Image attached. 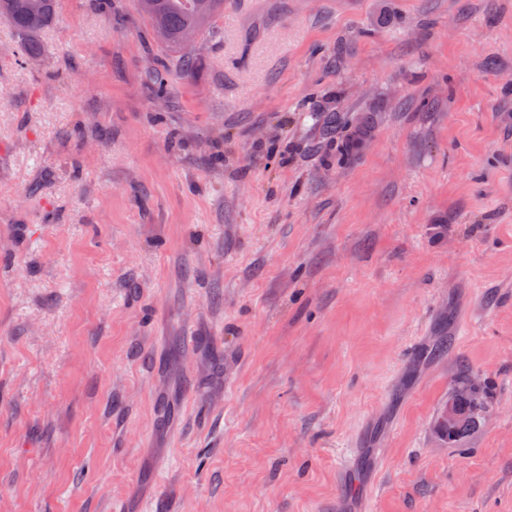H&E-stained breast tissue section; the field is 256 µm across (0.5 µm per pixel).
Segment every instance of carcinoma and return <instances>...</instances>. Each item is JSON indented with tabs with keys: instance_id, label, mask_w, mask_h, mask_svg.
I'll use <instances>...</instances> for the list:
<instances>
[{
	"instance_id": "carcinoma-1",
	"label": "carcinoma",
	"mask_w": 512,
	"mask_h": 512,
	"mask_svg": "<svg viewBox=\"0 0 512 512\" xmlns=\"http://www.w3.org/2000/svg\"><path fill=\"white\" fill-rule=\"evenodd\" d=\"M137 11L151 26L158 44L172 52L178 72L192 71L195 55L182 51V40L189 32L195 34L197 43L220 39L224 31L218 19L224 13V0H136ZM57 0H0V20L7 22L20 42V54L27 60L38 56L37 37L51 24L56 15ZM339 112H328L321 123L322 135L336 144V161L348 163L353 150L370 135L374 120L362 117L353 128ZM461 415L460 424L443 431L451 442L472 428L478 421L483 407L479 390L466 383H458L451 397Z\"/></svg>"
}]
</instances>
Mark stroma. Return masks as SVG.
<instances>
[{"label":"stroma","instance_id":"obj_1","mask_svg":"<svg viewBox=\"0 0 512 512\" xmlns=\"http://www.w3.org/2000/svg\"><path fill=\"white\" fill-rule=\"evenodd\" d=\"M221 25L158 98L134 0L0 23V512H512V0ZM56 8L57 0H0V20L17 35L25 60L38 56L37 37L54 21ZM348 121L341 112H327L321 123L322 135L330 142H336V161L348 163L353 159V150L370 135L374 120L372 116L362 117L355 125L346 129ZM353 127V130L351 128ZM346 129V130H343ZM350 134L352 138L349 139ZM479 393V389L477 390L461 382L458 383L454 389L450 401L455 403L458 410L453 404L448 403V407L443 410L440 418V423H446L448 421V423L442 426V429L446 435V439L450 442H455L462 434L477 423L483 407L481 398L478 396ZM460 415V424L452 429L448 435V430L459 420Z\"/></svg>","mask_w":512,"mask_h":512}]
</instances>
